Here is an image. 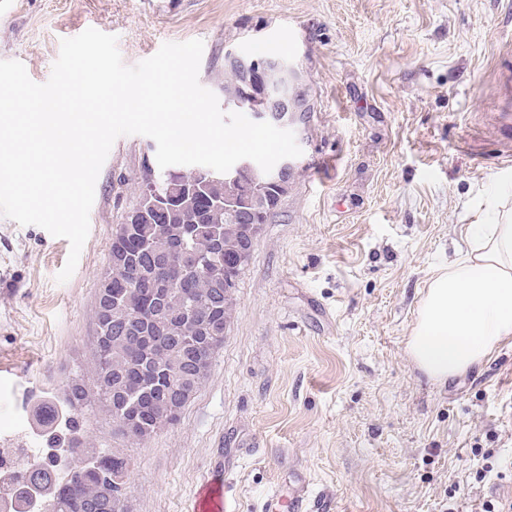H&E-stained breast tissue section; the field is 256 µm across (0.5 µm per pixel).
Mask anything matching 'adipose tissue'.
<instances>
[{
    "label": "adipose tissue",
    "instance_id": "1",
    "mask_svg": "<svg viewBox=\"0 0 512 512\" xmlns=\"http://www.w3.org/2000/svg\"><path fill=\"white\" fill-rule=\"evenodd\" d=\"M467 241L431 278L407 340L408 357L438 382L482 366L512 336V213L469 225Z\"/></svg>",
    "mask_w": 512,
    "mask_h": 512
}]
</instances>
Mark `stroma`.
I'll return each mask as SVG.
<instances>
[{
  "instance_id": "stroma-1",
  "label": "stroma",
  "mask_w": 512,
  "mask_h": 512,
  "mask_svg": "<svg viewBox=\"0 0 512 512\" xmlns=\"http://www.w3.org/2000/svg\"><path fill=\"white\" fill-rule=\"evenodd\" d=\"M116 35L126 65L202 40L200 83L224 94V50L275 49L313 82L306 168L262 225L209 377L174 425L134 444L110 411L97 446L125 455L124 512H190L224 466V512L270 494L325 512H481L512 503V338L445 383L406 352L420 300L512 178V0H0V60L46 82L60 41ZM154 140L119 137L99 173L76 270L70 246L0 217V448H37L34 404L93 384L95 299ZM485 476H478V469Z\"/></svg>"
}]
</instances>
